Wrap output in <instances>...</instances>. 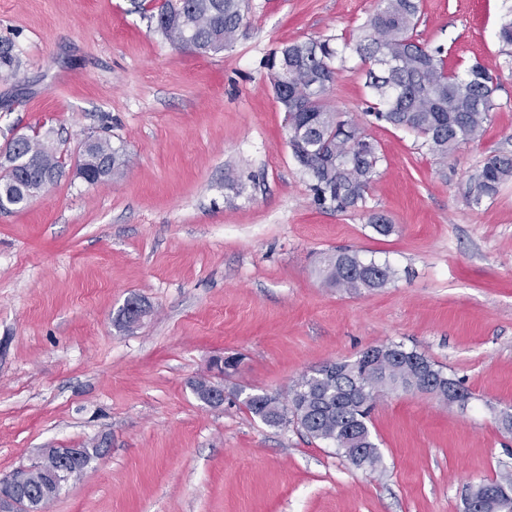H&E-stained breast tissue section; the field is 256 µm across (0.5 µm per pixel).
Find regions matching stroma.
Here are the masks:
<instances>
[{"instance_id": "35a3bbf8", "label": "stroma", "mask_w": 512, "mask_h": 512, "mask_svg": "<svg viewBox=\"0 0 512 512\" xmlns=\"http://www.w3.org/2000/svg\"><path fill=\"white\" fill-rule=\"evenodd\" d=\"M416 34L449 70L500 79L483 136L441 159L365 113L366 70L347 56L330 95L378 145L366 204L319 207L288 147L264 62L282 44L355 41L378 0H248L232 45L200 56L157 31L150 0H0L19 57L0 77V151L51 132L66 174L0 212V473L42 449L106 439L45 512H463L468 485L512 472V181L467 204L470 176L512 154V64L497 37L512 0H419ZM110 137L129 164L78 178L84 140ZM390 219L378 234L371 214ZM388 263L386 287H328L325 254ZM149 314L124 329L129 298ZM399 343L471 397L377 403V471L294 425L247 411L329 361ZM237 356L224 404L191 382Z\"/></svg>"}]
</instances>
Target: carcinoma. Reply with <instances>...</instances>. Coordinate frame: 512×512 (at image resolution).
<instances>
[{
  "label": "carcinoma",
  "mask_w": 512,
  "mask_h": 512,
  "mask_svg": "<svg viewBox=\"0 0 512 512\" xmlns=\"http://www.w3.org/2000/svg\"><path fill=\"white\" fill-rule=\"evenodd\" d=\"M243 0H162L152 15L157 28L174 46L207 56L226 49L242 21ZM418 0H380L377 10L362 26V35L350 44L335 38L285 44L266 61L275 98L285 112L288 146L309 175L310 188L320 206L338 211L356 209L366 196L381 161L379 147L358 123L329 105V95L346 50L367 66L366 87L373 99L371 115L398 129L415 133L434 156L448 157L459 145L479 139L497 109L498 78L480 62L463 73L447 70L441 50L427 49L415 37ZM498 38L511 48L512 9L502 22ZM381 59L394 63L384 72ZM14 45L0 40V71L13 72ZM46 140L23 137L6 145L9 152L31 161L29 165L3 167L0 193L20 202L58 182L64 163ZM128 159L110 140L96 137L84 144L82 169L77 175L93 184L121 174ZM512 180V155L493 154L469 179L466 199L479 205ZM324 281L331 287L359 293L385 287L393 277L387 264L366 261L355 251L338 250L324 258ZM432 375L443 386H461L436 368L424 354L392 343L383 356L361 354L329 369L320 367L303 375L288 397L252 394L244 404L264 424H294L308 437L333 445L358 467L375 468L381 462L370 429V414L386 393L412 392L424 376ZM366 449L358 458L356 449ZM512 490V475L485 480L471 488L474 494Z\"/></svg>",
  "instance_id": "1"
}]
</instances>
